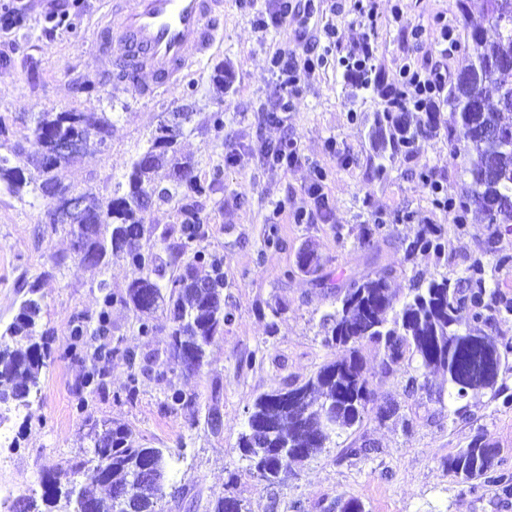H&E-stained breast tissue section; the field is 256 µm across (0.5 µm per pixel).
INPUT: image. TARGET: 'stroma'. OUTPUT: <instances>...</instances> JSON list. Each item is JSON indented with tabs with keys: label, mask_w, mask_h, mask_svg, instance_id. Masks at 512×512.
I'll return each instance as SVG.
<instances>
[{
	"label": "stroma",
	"mask_w": 512,
	"mask_h": 512,
	"mask_svg": "<svg viewBox=\"0 0 512 512\" xmlns=\"http://www.w3.org/2000/svg\"><path fill=\"white\" fill-rule=\"evenodd\" d=\"M21 20L0 29V123L10 142L23 143L17 158L28 181L41 177L28 165L36 146L25 126L31 113L105 112L112 122L106 147L77 156L61 166L57 178L73 193L112 196L134 159L149 146L160 121L173 112H189L191 127L178 148L191 158L203 185L199 194L153 201L147 211L151 227L144 242L169 264H180L171 250L178 238L161 241L164 229L179 227L183 207H190L205 227L197 242L207 257L199 272L211 274L218 262L224 275V308L232 321L208 346L197 374L185 373L166 357L170 323L156 312L152 335L138 333L132 307L114 305L107 342L140 354L159 353L163 363L140 376L134 399L124 387L129 368L115 356L104 364V391L80 388L90 368L72 347L76 322L95 328L101 309L99 281L124 293L140 272L119 256L91 268L74 259L67 225L46 223L49 202L34 195L16 197L0 189V329L12 322L20 303L37 285L39 328L52 332V355L42 369L39 391L29 407L9 414L13 452L0 464V484L42 495L40 476L74 455L89 452L84 434L92 421L128 425L148 446L166 449L174 458L172 485L198 493L200 507L187 510L164 499L165 512H204L202 505L219 496L243 500L248 512H328L337 499H356L364 512H512V493L476 480L459 483L447 460L479 434L499 448L497 468L512 473V405L503 406L491 391L463 399L448 395V379L428 374L427 390L408 397L403 388L419 375L417 365L385 373L383 353L362 346L371 388L378 405L397 401V415L386 421L366 417L360 425L334 437L323 451L296 466L284 483L269 485L247 474L237 444L248 411L261 394L302 384L337 350L323 342L321 317L336 305V283L385 269L391 285L405 295L414 279H456L474 259H482L504 298L512 299V232L486 223L468 211L463 218L437 206L432 184L456 197L466 175L448 157V137L437 131L419 138L414 150L378 159L371 137L373 115L384 108L386 92L400 88L402 66L446 68L456 76L458 54L441 56V25L466 39L454 16V0H376L372 38V75L377 89L356 87L341 62L361 29L354 0H301L300 17L325 50L324 66L300 82L288 111L267 119L263 108L280 90L279 74L268 67L270 54L292 46L293 27L260 30L266 0H224V42L191 68L174 91L138 99L98 79L92 30L102 18L103 0H16ZM68 12L69 25L54 29L52 17ZM335 26V40L324 29ZM424 29L414 40L411 27ZM223 83H216V70ZM222 129H214V119ZM284 136L296 139L299 161L284 167L267 148ZM384 171H377V164ZM435 224L442 230L444 260L406 258L405 247ZM278 238L279 248L266 246ZM313 249L319 267L303 270L299 253ZM279 315H272V308ZM177 388L196 396L189 411L167 408L165 395ZM86 407H79V399ZM218 408L222 426L211 431L207 417ZM369 444L368 454L351 457L349 448Z\"/></svg>",
	"instance_id": "1"
}]
</instances>
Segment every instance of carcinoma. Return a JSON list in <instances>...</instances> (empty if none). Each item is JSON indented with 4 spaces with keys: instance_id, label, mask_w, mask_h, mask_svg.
I'll list each match as a JSON object with an SVG mask.
<instances>
[{
    "instance_id": "carcinoma-1",
    "label": "carcinoma",
    "mask_w": 512,
    "mask_h": 512,
    "mask_svg": "<svg viewBox=\"0 0 512 512\" xmlns=\"http://www.w3.org/2000/svg\"><path fill=\"white\" fill-rule=\"evenodd\" d=\"M455 8L472 43L445 99L453 117V123L445 126L450 156L469 176L458 210L473 208L489 224H512V0H485L478 20L471 16L468 0H455ZM477 87L482 96L475 101ZM489 89L497 94L494 103L487 99ZM31 123L29 130L39 147L31 163L42 172V182L28 186L21 168L12 162L20 152L14 146L0 153V185L19 197L32 191L58 199L69 188L54 171L68 160L51 158L54 144L77 136L99 149L106 144L111 121L104 112L65 110L37 112ZM374 124L382 148L398 151L437 131L441 113L426 112L414 119L405 95L395 90L384 111L375 113ZM490 124L501 133L496 143L484 134ZM180 135V129L169 139L152 135L147 150L132 163L122 194L104 202L83 195L85 210L71 225L72 254L79 263L92 266L100 265L109 254L120 255L141 272L120 295L112 292L108 282L99 283L102 307L97 332L107 330L112 306L120 303L143 315L138 333L147 336L153 332L150 319L163 306L171 323L170 356L184 368L191 362L200 368L206 347L231 322V313L224 311L223 273L216 268L214 275L200 277L196 263L205 254L197 251L163 286L164 262L153 248L142 244L149 195L168 199L182 188L197 194L204 190L191 163L172 151ZM185 215L177 233L188 243L201 238L204 229L192 210H185ZM441 250L438 230L430 227L408 244L406 254L414 257ZM503 310L512 312V301L488 286L487 271L479 258L455 281L418 282L402 298L393 291L385 270L336 287V308L322 316L321 326L325 345L339 349L341 355L322 365L305 383L254 400L238 442L240 458L247 462L245 470L251 475L257 469L264 471L265 483L279 484L281 471L322 452L336 426L347 430L363 421L370 411L368 377L360 356L365 344L383 350L387 373L416 360L426 371L448 374L450 397H461L463 386L480 377L494 395L505 396L504 404H509L512 397L506 395L507 387L499 378L508 369L512 344L499 341L492 333L493 321ZM39 313V302L28 298L13 322L0 332V405L26 406L38 388L51 354L48 331L37 329ZM106 355H119L126 361V393L133 398L139 376L152 370L155 361L118 345L99 344L93 335L86 352L92 371L81 387L103 380L97 364ZM167 402L172 409L183 410L195 407L196 399L172 389ZM87 438L93 457L68 458L58 470L43 475L44 509L31 499L25 503V512H163L165 490L151 501L138 495V485L149 467L167 470L163 449L144 445L124 424L106 421L91 423ZM496 455V445L485 435H477L448 458V471L462 483L478 479L505 483V475L494 469ZM208 512H243V508L240 500L228 496L212 503Z\"/></svg>"
}]
</instances>
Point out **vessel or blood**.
I'll return each instance as SVG.
<instances>
[{
    "label": "vessel or blood",
    "mask_w": 512,
    "mask_h": 512,
    "mask_svg": "<svg viewBox=\"0 0 512 512\" xmlns=\"http://www.w3.org/2000/svg\"><path fill=\"white\" fill-rule=\"evenodd\" d=\"M95 31L102 72L148 98L173 90L224 35V0H108Z\"/></svg>",
    "instance_id": "obj_1"
}]
</instances>
